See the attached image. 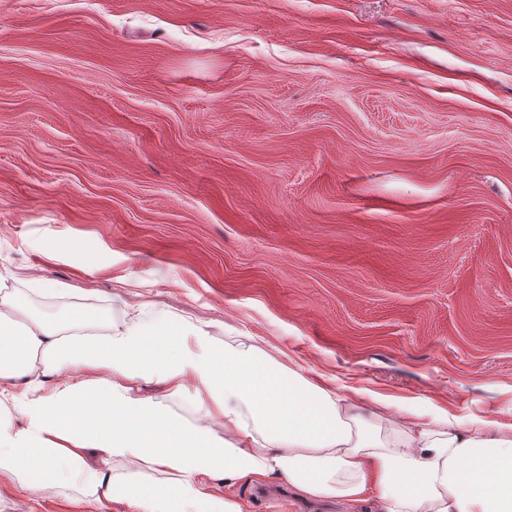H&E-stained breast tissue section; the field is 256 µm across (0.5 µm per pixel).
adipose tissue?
I'll list each match as a JSON object with an SVG mask.
<instances>
[{"label":"adipose tissue","mask_w":512,"mask_h":512,"mask_svg":"<svg viewBox=\"0 0 512 512\" xmlns=\"http://www.w3.org/2000/svg\"><path fill=\"white\" fill-rule=\"evenodd\" d=\"M153 378L169 398L205 404L203 420L186 423L166 400L142 395ZM16 399L21 425L0 422V478L34 493L76 480L94 505L249 512L224 486L283 477L304 497L370 502L376 512H512V433L495 422L409 421L382 437L367 405L254 344L217 348L187 318L66 336L53 321L22 317L20 302L1 301L0 411ZM213 419L224 437L213 435ZM115 460L135 462L152 487L113 474Z\"/></svg>","instance_id":"1"}]
</instances>
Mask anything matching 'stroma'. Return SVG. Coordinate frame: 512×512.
Returning <instances> with one entry per match:
<instances>
[{"label": "stroma", "mask_w": 512, "mask_h": 512, "mask_svg": "<svg viewBox=\"0 0 512 512\" xmlns=\"http://www.w3.org/2000/svg\"><path fill=\"white\" fill-rule=\"evenodd\" d=\"M0 291L512 429V0H0Z\"/></svg>", "instance_id": "obj_1"}]
</instances>
